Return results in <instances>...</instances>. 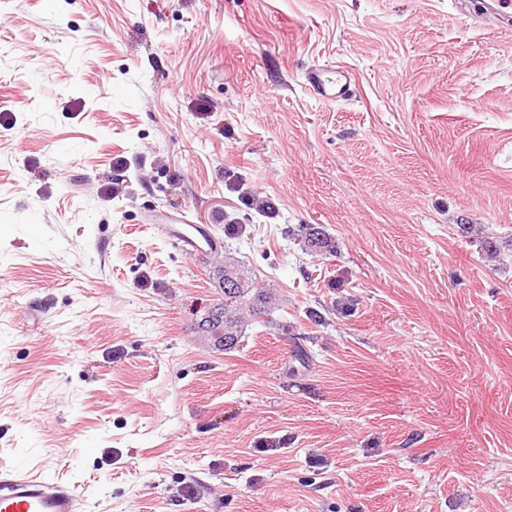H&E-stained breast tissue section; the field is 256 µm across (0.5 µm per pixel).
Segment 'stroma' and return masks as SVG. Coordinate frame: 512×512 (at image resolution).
I'll list each match as a JSON object with an SVG mask.
<instances>
[{"mask_svg": "<svg viewBox=\"0 0 512 512\" xmlns=\"http://www.w3.org/2000/svg\"><path fill=\"white\" fill-rule=\"evenodd\" d=\"M475 2L0 0V469L82 512H512V30ZM173 212L275 289L233 349ZM305 83L311 94L329 103L346 100L350 88L348 72L329 67H314L305 75ZM302 225V230H300L301 234H298L297 236L301 237V240L306 247L305 250L310 249L312 251L313 249H317L319 251H322V249H325L326 252H331L336 247L335 244L332 242V239L330 238L329 234L320 224ZM313 225H317L318 227L321 228V231H319L318 234L312 232L314 228Z\"/></svg>", "mask_w": 512, "mask_h": 512, "instance_id": "obj_1", "label": "stroma"}]
</instances>
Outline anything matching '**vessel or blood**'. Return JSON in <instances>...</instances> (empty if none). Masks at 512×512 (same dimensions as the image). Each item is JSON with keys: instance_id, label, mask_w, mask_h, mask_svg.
Listing matches in <instances>:
<instances>
[{"instance_id": "1", "label": "vessel or blood", "mask_w": 512, "mask_h": 512, "mask_svg": "<svg viewBox=\"0 0 512 512\" xmlns=\"http://www.w3.org/2000/svg\"><path fill=\"white\" fill-rule=\"evenodd\" d=\"M305 83L315 97L335 103L346 99L350 76L341 69L319 66L306 73ZM157 222L168 237L183 243L192 254H205L215 247L213 239L183 215H162ZM0 512H81V502L73 490L50 478L0 470Z\"/></svg>"}]
</instances>
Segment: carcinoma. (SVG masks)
<instances>
[{
  "label": "carcinoma",
  "instance_id": "1",
  "mask_svg": "<svg viewBox=\"0 0 512 512\" xmlns=\"http://www.w3.org/2000/svg\"><path fill=\"white\" fill-rule=\"evenodd\" d=\"M301 240L305 247L313 250L333 251L335 244L332 242L329 234L321 230L313 233V225L305 224L302 226ZM241 276L243 286L236 289L233 293L224 294V304L215 308L217 315L206 319L202 323V330L217 336H241L242 333V313L248 311L254 317H261L271 313L273 304V295L265 288L256 286V281L252 278L250 270L241 262H236Z\"/></svg>",
  "mask_w": 512,
  "mask_h": 512
}]
</instances>
